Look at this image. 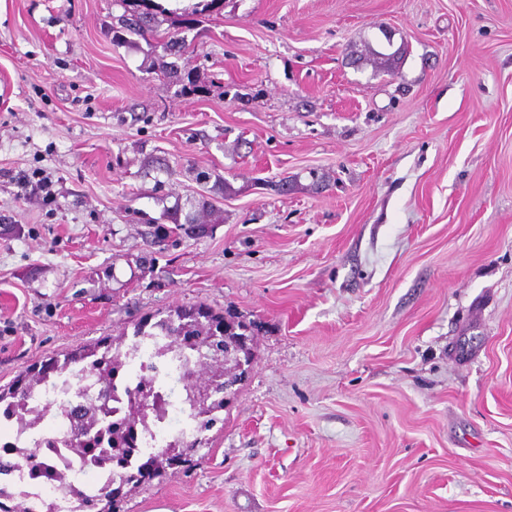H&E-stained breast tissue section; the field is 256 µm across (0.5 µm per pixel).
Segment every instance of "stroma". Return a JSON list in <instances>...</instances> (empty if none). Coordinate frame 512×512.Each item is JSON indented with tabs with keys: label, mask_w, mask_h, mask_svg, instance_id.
Masks as SVG:
<instances>
[{
	"label": "stroma",
	"mask_w": 512,
	"mask_h": 512,
	"mask_svg": "<svg viewBox=\"0 0 512 512\" xmlns=\"http://www.w3.org/2000/svg\"><path fill=\"white\" fill-rule=\"evenodd\" d=\"M205 2L0 0V386L204 304L249 373L112 512H512V0ZM156 234L158 237H169L171 235H181L182 233L186 236H202L206 234L208 230V224H198L193 218L186 220L184 224H180L177 220L172 227H166L159 225L156 228Z\"/></svg>",
	"instance_id": "35a3bbf8"
}]
</instances>
